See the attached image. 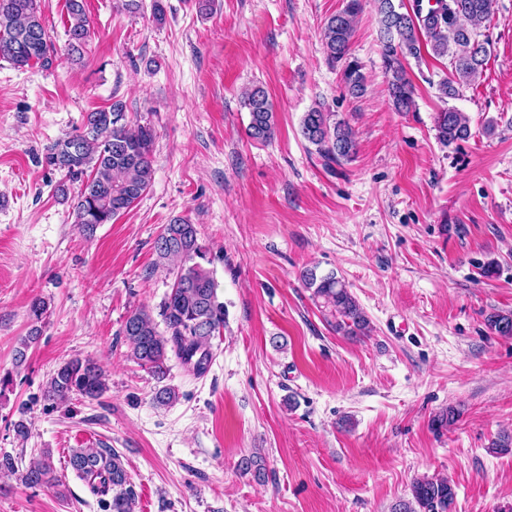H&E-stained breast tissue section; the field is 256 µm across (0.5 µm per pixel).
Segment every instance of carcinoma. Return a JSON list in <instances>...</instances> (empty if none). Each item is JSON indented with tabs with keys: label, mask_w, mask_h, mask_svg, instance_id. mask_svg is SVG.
Listing matches in <instances>:
<instances>
[{
	"label": "carcinoma",
	"mask_w": 512,
	"mask_h": 512,
	"mask_svg": "<svg viewBox=\"0 0 512 512\" xmlns=\"http://www.w3.org/2000/svg\"><path fill=\"white\" fill-rule=\"evenodd\" d=\"M375 4L383 29L387 92L395 111L415 108L414 86L404 60L420 58L424 49L437 57H451L450 75L439 83L441 98L446 101L458 98L462 89L483 73L491 54L490 42L482 33L490 19L491 0H436V7L426 12L418 7L405 10L395 0H375ZM361 10L362 0H346L344 9L327 19L323 31L328 60L340 67L344 90L354 98L366 91L362 65L350 53L354 21ZM67 13V52L72 60L79 61L89 50L84 0H67ZM56 55L42 19L40 0H0L1 59L23 69L48 67ZM243 105L250 116V136L270 139L275 112L266 91L261 87L250 90ZM435 130L439 142L449 147L470 138V119L448 105L436 113ZM301 133L328 162L349 160L356 152L350 125L320 106L304 113ZM154 140L151 126L132 122L125 105L115 101L107 109L86 113L81 128L47 148L46 166L66 178L57 185V194L65 198L66 183L79 184L73 204L74 223L91 232L99 224L112 223L114 217L133 206L153 180ZM155 252L164 266L178 262L171 291L160 304L165 330H158L148 312L136 310L127 317L123 334L129 357L161 382L167 377V362L172 357L184 366L196 365L198 373L207 369L213 356L211 339L224 325V304L217 300L212 274L202 265L206 255L198 244L196 225L183 218L172 220L156 239ZM299 278L336 332L361 336L370 331L365 312L336 274L319 277L315 269L305 268ZM486 325L499 336L512 337V313L491 312ZM106 390V376L96 363L73 358L52 374L44 398L54 404L74 398L95 400ZM69 464L94 494L111 496L106 501L109 512H136L138 495L115 449L74 448ZM22 481L29 487L63 486L48 450L30 461ZM455 502L451 481L419 476L412 481L411 498L400 501L394 512H453Z\"/></svg>",
	"instance_id": "cac0c4a2"
}]
</instances>
